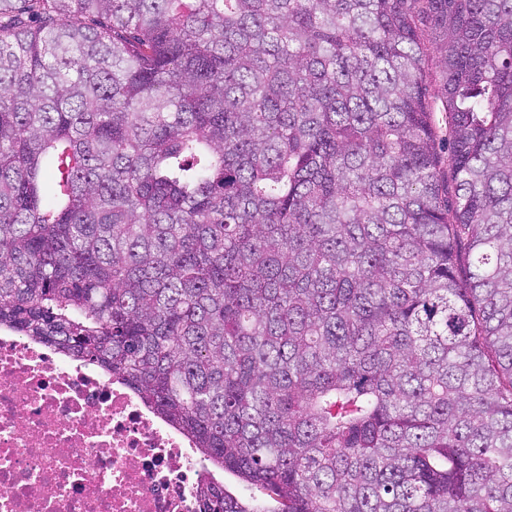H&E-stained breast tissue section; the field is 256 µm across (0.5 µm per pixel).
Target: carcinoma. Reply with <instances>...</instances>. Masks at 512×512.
Segmentation results:
<instances>
[{
    "instance_id": "carcinoma-1",
    "label": "carcinoma",
    "mask_w": 512,
    "mask_h": 512,
    "mask_svg": "<svg viewBox=\"0 0 512 512\" xmlns=\"http://www.w3.org/2000/svg\"><path fill=\"white\" fill-rule=\"evenodd\" d=\"M0 328L270 512H512V0H0ZM203 465L205 467L206 472L211 471L215 475V477L220 481L224 482V486L231 492L236 495L242 496L246 499H252L253 497L260 499L265 502L267 508L275 507V502L270 500L264 493L258 491L256 489L249 490L241 484L236 477L231 475L230 473H224L222 471L216 470L212 467V465L208 461H203Z\"/></svg>"
}]
</instances>
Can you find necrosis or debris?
<instances>
[{
	"label": "necrosis or debris",
	"instance_id": "necrosis-or-debris-1",
	"mask_svg": "<svg viewBox=\"0 0 512 512\" xmlns=\"http://www.w3.org/2000/svg\"><path fill=\"white\" fill-rule=\"evenodd\" d=\"M191 442L120 382L0 331V512H198Z\"/></svg>",
	"mask_w": 512,
	"mask_h": 512
}]
</instances>
